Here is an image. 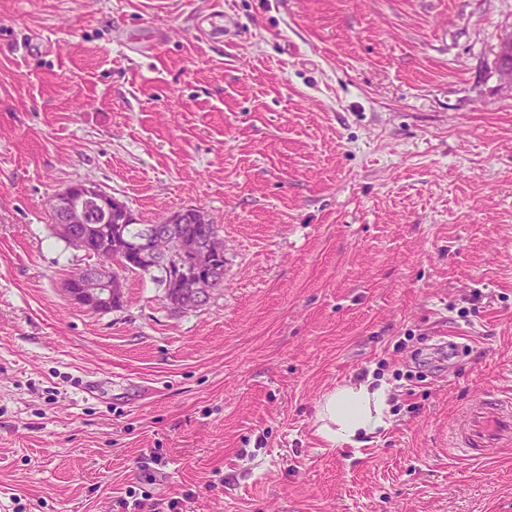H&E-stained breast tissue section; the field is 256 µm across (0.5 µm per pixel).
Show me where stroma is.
I'll list each match as a JSON object with an SVG mask.
<instances>
[{
	"label": "stroma",
	"instance_id": "1",
	"mask_svg": "<svg viewBox=\"0 0 512 512\" xmlns=\"http://www.w3.org/2000/svg\"><path fill=\"white\" fill-rule=\"evenodd\" d=\"M228 35L202 31L209 17ZM512 0H0V512H512ZM218 224L224 283L94 311L48 201ZM372 375L387 429L315 434ZM216 278L212 275H202L197 273L192 278L187 289L180 294V302L177 303L179 309H193L202 306L208 302L216 288L214 285ZM465 427L451 432V448L463 456L481 460L487 458L489 448L512 445V402L502 398L481 395L463 412Z\"/></svg>",
	"mask_w": 512,
	"mask_h": 512
}]
</instances>
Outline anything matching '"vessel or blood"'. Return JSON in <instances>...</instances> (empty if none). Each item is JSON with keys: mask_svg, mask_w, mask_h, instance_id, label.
Listing matches in <instances>:
<instances>
[{"mask_svg": "<svg viewBox=\"0 0 512 512\" xmlns=\"http://www.w3.org/2000/svg\"><path fill=\"white\" fill-rule=\"evenodd\" d=\"M465 427L452 430L451 446L463 456L481 460L489 449L512 445V402L483 395L464 411Z\"/></svg>", "mask_w": 512, "mask_h": 512, "instance_id": "vessel-or-blood-1", "label": "vessel or blood"}]
</instances>
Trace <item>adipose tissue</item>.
<instances>
[{"mask_svg":"<svg viewBox=\"0 0 512 512\" xmlns=\"http://www.w3.org/2000/svg\"><path fill=\"white\" fill-rule=\"evenodd\" d=\"M390 395L384 381L371 377L337 386L319 403L316 435L333 447L362 445L387 427Z\"/></svg>","mask_w":512,"mask_h":512,"instance_id":"obj_1","label":"adipose tissue"}]
</instances>
